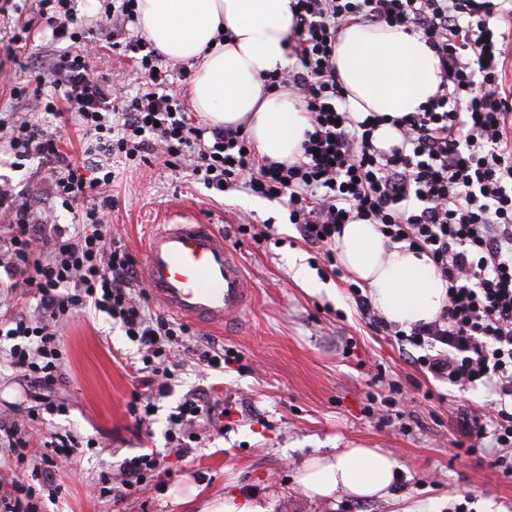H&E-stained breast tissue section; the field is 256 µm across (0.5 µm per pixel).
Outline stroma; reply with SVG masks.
<instances>
[{"instance_id":"35a3bbf8","label":"stroma","mask_w":512,"mask_h":512,"mask_svg":"<svg viewBox=\"0 0 512 512\" xmlns=\"http://www.w3.org/2000/svg\"><path fill=\"white\" fill-rule=\"evenodd\" d=\"M19 12L0 13V113L17 112L25 101L11 90L31 83L34 72L54 53L66 50L49 33L35 36L16 60L7 44L18 13L34 0H17ZM88 41L91 71L110 83L134 85L133 60L112 49L97 26V0H74ZM50 166L35 159L26 169H0L25 199L44 200L39 182ZM119 206L108 216L114 238L142 257V237L171 204L205 214L235 245L254 288V300L236 332L199 329L200 338L242 355L223 371L203 373L181 357L171 393L159 400L149 431L137 430L126 413L134 388L131 365L136 344L102 313L88 309L61 328L65 390L71 400L64 416H45L44 434L69 432L95 440L75 456L62 476L65 489L44 512H199L204 502L227 495L255 499L264 512H448L466 503V512H512V476L494 473L479 454L455 455L451 411L459 404L488 409L485 388L458 390L436 381L408 362L394 337L363 320L349 299L344 279L324 274L321 260L288 222L287 205L238 190L220 196L195 183L185 169L141 167L119 171L112 186ZM274 219L278 244L235 243L236 217ZM413 402L407 423L387 417L385 406L366 416L368 393L386 397L392 385ZM203 388L224 402L231 415L223 430L206 428L188 456L169 452L167 418L189 391ZM379 448L400 470L384 499H357L339 492L312 498L297 481L311 457L344 448ZM152 450L165 469L135 497L116 503L101 496L96 475L109 464Z\"/></svg>"}]
</instances>
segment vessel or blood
I'll return each instance as SVG.
<instances>
[{
	"instance_id": "obj_1",
	"label": "vessel or blood",
	"mask_w": 512,
	"mask_h": 512,
	"mask_svg": "<svg viewBox=\"0 0 512 512\" xmlns=\"http://www.w3.org/2000/svg\"><path fill=\"white\" fill-rule=\"evenodd\" d=\"M142 274L150 296L167 312L219 329L238 321L254 296L223 235L181 207L148 230Z\"/></svg>"
}]
</instances>
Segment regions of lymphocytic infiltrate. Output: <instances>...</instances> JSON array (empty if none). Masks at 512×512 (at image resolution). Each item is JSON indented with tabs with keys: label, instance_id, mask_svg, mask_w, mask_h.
Returning <instances> with one entry per match:
<instances>
[{
	"label": "lymphocytic infiltrate",
	"instance_id": "f902f5d3",
	"mask_svg": "<svg viewBox=\"0 0 512 512\" xmlns=\"http://www.w3.org/2000/svg\"><path fill=\"white\" fill-rule=\"evenodd\" d=\"M72 0H38L39 8L12 40H29L33 29L55 40L80 43L82 24ZM137 0H101L102 21H113V48L133 53L142 84L135 94L99 80L83 54H57L37 72L35 87H14L28 98L30 113L0 118V159L21 167L32 158L50 161L53 204L77 210L67 230L50 215L0 189V348L18 376L29 379L27 407L0 413V453L14 469L0 472V512H41L40 492H62L60 473L80 453V437L52 433L33 438L28 424L41 412L69 409L60 388V327L86 308L106 314L144 352L147 392H132L126 411L145 425L157 399L171 389L180 347L199 366L218 369L230 349L191 344L190 324L151 310L138 262L107 233L113 163L132 169L152 163L169 169L189 164L192 176L219 193L246 188L285 201L288 220L302 241L322 254L333 275L341 270L336 237L343 225H379L390 242L407 243L433 263L448 301L429 323L403 329L382 324L361 284L347 288L370 325L385 326L415 354L411 363L459 389L483 386L494 394L489 412L453 409V445H491L493 468L512 475V96L503 88V67L512 56V35L497 21L512 18V0H293L295 65L265 73L266 88L294 95L308 127L300 154L275 161L257 154L245 124L224 126L193 118L171 88L177 66L143 37L127 38L137 25ZM385 24L421 35L438 60L437 91L413 113L385 120L375 112L358 117L337 81L334 54L342 24ZM66 117L85 136L91 174L81 173L61 147L58 133L38 120ZM391 122L400 139L378 147L375 131ZM92 207H84L85 199ZM38 301L29 317L14 313L24 298ZM228 410L205 391L185 396L169 416L167 443L187 454L200 436L198 424L223 421ZM38 445L36 462L28 450ZM163 466L155 452L124 458L117 470L100 471L101 495L138 494Z\"/></svg>",
	"mask_w": 512,
	"mask_h": 512
}]
</instances>
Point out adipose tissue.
I'll return each instance as SVG.
<instances>
[{
    "label": "adipose tissue",
    "instance_id": "adipose-tissue-1",
    "mask_svg": "<svg viewBox=\"0 0 512 512\" xmlns=\"http://www.w3.org/2000/svg\"><path fill=\"white\" fill-rule=\"evenodd\" d=\"M148 39L166 58L190 63L187 91L196 112L218 124L247 121L259 152L294 158L307 126L287 92L263 88L262 73L287 68L293 15L290 0H138ZM231 40L217 42L221 30ZM337 76L354 111L400 117L437 90L439 68L421 36L386 25L353 23L340 30ZM339 263L370 290L373 307L409 328L437 318L447 288L427 256L388 242L378 225H344ZM399 463L378 448H347L306 460L298 482L312 497L341 491L360 498L389 495Z\"/></svg>",
    "mask_w": 512,
    "mask_h": 512
}]
</instances>
